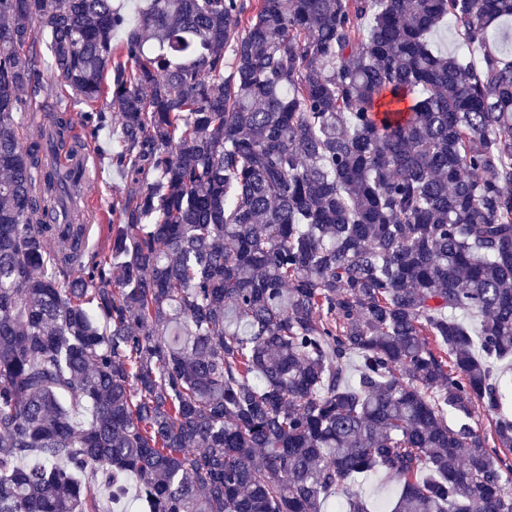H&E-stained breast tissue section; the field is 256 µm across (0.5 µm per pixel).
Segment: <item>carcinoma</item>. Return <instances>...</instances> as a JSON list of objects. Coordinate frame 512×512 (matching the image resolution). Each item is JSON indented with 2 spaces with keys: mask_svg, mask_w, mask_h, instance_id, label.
I'll list each match as a JSON object with an SVG mask.
<instances>
[{
  "mask_svg": "<svg viewBox=\"0 0 512 512\" xmlns=\"http://www.w3.org/2000/svg\"><path fill=\"white\" fill-rule=\"evenodd\" d=\"M511 21L143 0L131 27L113 0H0V512H103L87 478L116 497L117 471L149 512H324L367 472L399 483L389 512H512ZM449 23L479 70L432 48ZM43 46L88 137L122 119L106 252L40 221L66 180L15 114Z\"/></svg>",
  "mask_w": 512,
  "mask_h": 512,
  "instance_id": "obj_1",
  "label": "carcinoma"
}]
</instances>
